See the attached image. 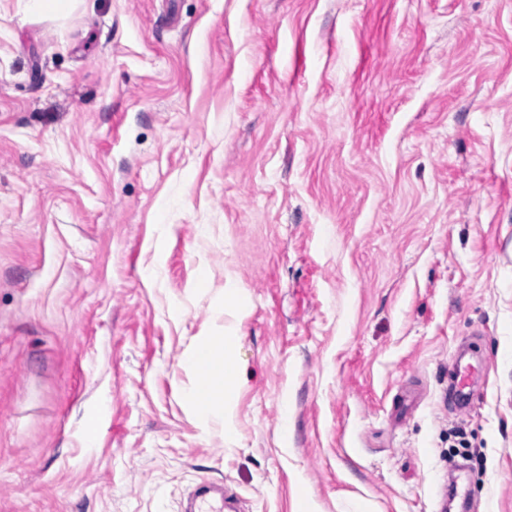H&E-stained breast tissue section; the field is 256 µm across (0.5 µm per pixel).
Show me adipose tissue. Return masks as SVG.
<instances>
[{"label": "adipose tissue", "instance_id": "1", "mask_svg": "<svg viewBox=\"0 0 512 512\" xmlns=\"http://www.w3.org/2000/svg\"><path fill=\"white\" fill-rule=\"evenodd\" d=\"M240 334L225 329L220 336L195 337L181 363L194 374L184 393L185 403L206 423L223 426L227 440H234V407L240 383L236 364Z\"/></svg>", "mask_w": 512, "mask_h": 512}]
</instances>
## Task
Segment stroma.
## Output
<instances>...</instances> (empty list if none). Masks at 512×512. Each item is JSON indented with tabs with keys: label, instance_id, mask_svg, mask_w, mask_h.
Masks as SVG:
<instances>
[{
	"label": "stroma",
	"instance_id": "obj_1",
	"mask_svg": "<svg viewBox=\"0 0 512 512\" xmlns=\"http://www.w3.org/2000/svg\"><path fill=\"white\" fill-rule=\"evenodd\" d=\"M455 448L512 512V0H0V512H441ZM240 334L228 328L224 336H197L184 352L181 364L194 374L184 392L185 403L205 422L222 425L228 441H234V407L240 383L236 364ZM207 490L197 489L192 494L194 509L189 512H223L224 511V485L223 483L205 482ZM215 490L219 497L211 496L210 490Z\"/></svg>",
	"mask_w": 512,
	"mask_h": 512
}]
</instances>
